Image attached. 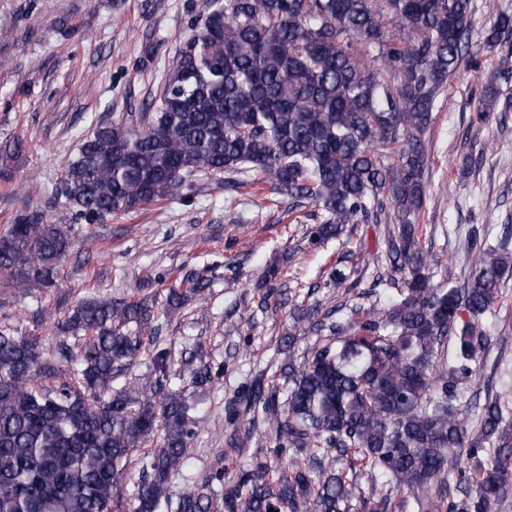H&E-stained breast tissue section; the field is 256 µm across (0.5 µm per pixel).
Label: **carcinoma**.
<instances>
[{
	"mask_svg": "<svg viewBox=\"0 0 512 512\" xmlns=\"http://www.w3.org/2000/svg\"><path fill=\"white\" fill-rule=\"evenodd\" d=\"M470 21L471 0H209L154 110L97 125L58 194L93 224L200 177L236 187L256 174L322 211L305 229L312 246L348 224L395 220L377 283L396 295L326 312L309 290L294 300L275 363L247 386L245 439L227 442L253 443L255 462L202 480L187 473L193 406L158 334L205 297L211 276L175 280L160 302L92 293L53 320L50 352L0 330V512H495L512 497L509 396L486 399L475 423L455 404L512 257L473 246L469 278L458 286L450 270L448 286L434 285L443 261L416 235L425 133L468 52ZM506 31L503 12L485 45ZM74 235L38 210L18 215L0 232V277L23 292L52 285ZM358 261L339 255L329 281L345 282ZM301 335L313 342L299 354ZM143 353L144 371L126 376ZM196 356L184 365L204 389L214 374ZM353 453L360 465L336 468Z\"/></svg>",
	"mask_w": 512,
	"mask_h": 512,
	"instance_id": "cac0c4a2",
	"label": "carcinoma"
}]
</instances>
